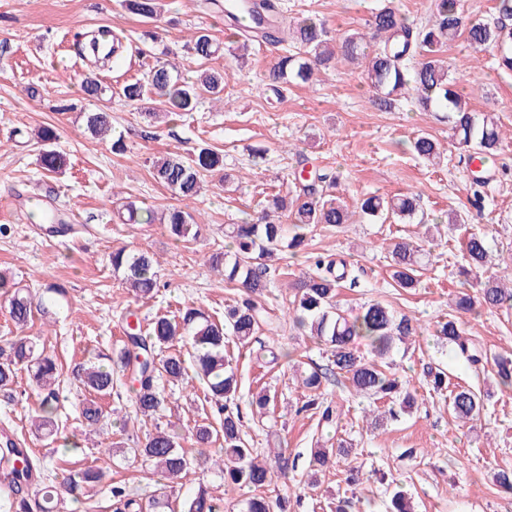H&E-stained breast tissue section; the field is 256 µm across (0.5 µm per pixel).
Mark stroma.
Here are the masks:
<instances>
[{"label":"stroma","mask_w":512,"mask_h":512,"mask_svg":"<svg viewBox=\"0 0 512 512\" xmlns=\"http://www.w3.org/2000/svg\"><path fill=\"white\" fill-rule=\"evenodd\" d=\"M381 2L280 0V5L287 18L322 20L337 38L365 29ZM99 24L110 26L125 42L122 57L108 68L85 63L70 48L76 31ZM201 28L225 42L224 17L205 0H162L154 21L131 13L121 0H0V272L37 298L51 284L66 291L65 300L47 303L45 312L36 313L21 331L0 305V339L21 333L53 356L60 379L59 433L77 435L81 446L66 453L58 440L35 432L31 417L39 395L23 366L17 370L14 399H0V434L26 441L42 460L48 481L87 467L104 472L103 486L84 503L72 504V512H114L108 491L113 483L147 501L159 487L158 477L148 462L133 456V448L160 427L183 433L182 448L193 450L188 430L217 423L216 407L206 402L202 385L192 378L167 387L160 414L138 418L123 430L118 421L133 406L131 391L121 385L103 400L106 416L95 430L82 423L77 376L90 362L116 357L125 341L126 317L146 324L195 303L223 319L236 293L211 269L209 258L229 246L225 225L259 211L266 196L287 192L295 171L313 169L339 177L349 208L367 194L412 192L420 197L424 219L463 210L468 222L432 246L433 261L419 270V285L410 290L392 280L387 247L393 237L417 235V224L361 217L341 227L321 224L303 251L280 253L266 300L281 316L293 298L292 283L322 256L347 265L348 280L338 295L344 311L357 312L375 300L417 320L420 333L408 352L397 356L396 371L421 401L412 412L374 428L365 418L368 400L332 376L321 391L339 418L328 424L300 410L302 372L328 363L321 346L283 317L276 329L259 332L251 342L253 350L263 345L275 349L278 363L243 354L240 344L228 341L248 438L259 453L282 448L296 460V471L273 472L270 498L280 500L284 512H331L340 498L351 500V512H387L390 494L399 486L407 491L412 512H512V493L494 481L496 473L512 472V388L498 385L493 364L470 366L434 334L436 322L448 315L457 296L478 291L475 280L458 275L465 263L464 233L487 232L499 260L497 275L512 278V72L498 69L491 53L474 54L461 37L442 49L460 93L475 111L496 117L506 135L499 156L486 165L484 187L478 188L467 151L451 138L447 123L415 111L406 101L378 110L359 69L348 63L321 71L313 83H285L271 92L266 76L285 52L281 45L252 44L240 67L216 55L209 66L226 71L225 103L201 95L193 112L167 123L148 117L160 102L121 97L123 86L158 63L180 66L184 78H193L199 64L186 40ZM88 74L101 85L98 97H87L80 87ZM89 112L110 114L122 150L87 132ZM45 127L55 129V146L67 157L66 167L52 176L42 174L37 164V133ZM419 129L441 144L440 164L430 165L412 152L410 141ZM201 145L223 155L229 181L206 177L202 193L191 203L200 226L198 240L175 241L157 222L120 221L116 202L121 198L158 214L178 206L177 196L153 179L152 162L171 152L190 155ZM46 189L59 212L76 216L66 233L50 236L37 229L28 200ZM120 248L144 250L157 260L152 298L134 299L121 274L113 271L110 255ZM462 328L488 355L512 356V313L467 316ZM437 365L447 366L452 382L484 395L478 420L456 424L447 398L430 393L425 373ZM263 388L277 400L274 414L266 417L254 414L251 406ZM328 438L351 443L352 452L320 472L315 488L308 478L310 450ZM352 468L360 469L363 478L351 487L345 476ZM202 479L223 499L224 512H240L246 491L229 489L216 474H203L198 467L169 488V497L184 498Z\"/></svg>","instance_id":"1"}]
</instances>
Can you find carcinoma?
Returning a JSON list of instances; mask_svg holds the SVG:
<instances>
[{
  "label": "carcinoma",
  "mask_w": 512,
  "mask_h": 512,
  "mask_svg": "<svg viewBox=\"0 0 512 512\" xmlns=\"http://www.w3.org/2000/svg\"><path fill=\"white\" fill-rule=\"evenodd\" d=\"M125 6L147 19L160 15V0H126ZM271 0H226L224 19L234 27H244L247 40L237 47L246 52L249 41L259 38L268 42L289 40L295 50L282 56L269 71V85L276 88L284 82L306 83L315 72L327 69L338 60L365 62V79L372 88V102L380 109H390L397 101L409 97L424 112L444 120L458 144L468 151L469 164L476 165L473 184H484L483 173L487 159L495 155L503 143L501 126L489 116L480 117L472 111L457 90V78L440 58L443 45L460 35L466 36L474 53L493 48L498 63L512 70V0H496L495 17L486 21L467 19L461 0H433L431 24L415 27L402 13L398 0H383L373 12L365 31H350L335 39L328 35L325 23L315 17H302L289 22L274 14ZM191 54L201 60L214 56L218 47L209 33L200 29L187 42ZM177 66L161 65L148 69L142 79L124 86L122 95L129 101H138L150 94L162 100L166 113L175 117L193 110L200 92L215 95L222 101L224 71L208 69L196 82L190 84L176 75ZM86 129L95 137H106L112 132L106 112H88ZM56 135L50 129L38 134L41 149L38 162L44 172L58 173L64 164L63 155L53 147ZM411 147L420 158L433 161L440 157L439 146L432 134L421 132L414 137ZM223 169V158L209 147H200L189 159L178 153H169L152 161L154 179L174 192L183 201H191L202 189V176ZM336 178L318 173L311 179L296 178L294 189L282 196L274 194L251 221L228 225L232 249L211 256V264L224 266V282L234 286L240 297L224 309V321L207 314L194 304L187 305L173 317L159 316L147 332L127 331L124 346L113 363L93 365L79 375V384L92 399L83 403L81 417L86 426L95 427L103 418V410L95 401L114 390V376H127L132 382V404L135 415L148 417L165 404V386L183 382L187 370L207 390L210 402L222 415L221 429L202 424L192 430L195 442L203 446L197 451L203 463L217 468L224 483L249 491L243 501V512H274L276 504L266 494L271 482V467L253 457L252 448L238 408L235 406L238 380L229 360L224 357L226 337H234L241 345L250 344L263 326L272 324L264 298L272 283V259L284 250L296 251L307 244L308 234L319 224L339 227L351 223V214L341 200ZM360 211L372 220L391 219L403 223L417 213V195L393 197L372 194L360 201ZM169 233L177 241L197 238L198 222L183 208L174 207L160 217ZM467 264L460 273L468 276L488 273L496 266L489 250L487 235L472 232L465 241ZM430 251L424 246L400 238L388 251L391 276L402 288H414L417 272ZM156 260L143 250L124 248L112 252V267L123 273V280L138 298L153 296L157 287ZM345 273L338 272L334 261L318 259L314 268L294 285L291 301L293 328L314 343L330 351L336 374L344 377L353 392L386 406L385 416L394 418L413 409L417 392L392 372L388 359L399 343L417 333V326L406 314H399L390 306L373 301L361 306L359 312L348 315L341 309L337 288ZM0 298L8 305L9 315L22 329L31 319L34 297L0 275ZM455 314L441 319L436 325V336L448 341L457 355L476 366L483 355L472 341L464 336L459 313L478 315L484 309L509 311L512 309V288H507L494 276L487 277L478 296L463 293L457 297ZM367 342L368 351L362 353L356 341ZM183 343L187 351L171 350L174 343ZM498 382L512 387V357L493 358ZM26 365L37 386L43 390L39 401V415L35 431L52 436L58 432L56 414L59 392L55 389L57 367L54 359L38 348L30 339L18 336L0 343V392L14 391L17 366ZM432 391L440 394L448 389V375L440 368H430ZM327 378V372L316 367L302 375L304 388L315 391ZM484 409L481 396L469 388L457 386L450 391L448 410L460 421L480 417ZM314 411L321 420L332 421L330 407L310 398L299 411ZM224 439V446L216 454L206 446ZM135 456L148 461L156 473L173 480L179 478L193 464L194 459L178 448V436L157 429L141 448H133ZM351 449L339 443L336 448L320 445L311 449L312 466L324 469L332 457L347 456ZM40 461L27 454L20 455L8 446L0 447V488L5 494V512H60L62 500L57 487L32 486L34 472ZM104 474L86 468L64 476L62 487L75 503H81L88 490L102 483ZM115 512H154L167 508L169 512H223V504L211 495L205 482L180 504L172 505L161 499L145 504L130 497L125 488H110Z\"/></svg>",
  "instance_id": "cac0c4a2"
}]
</instances>
